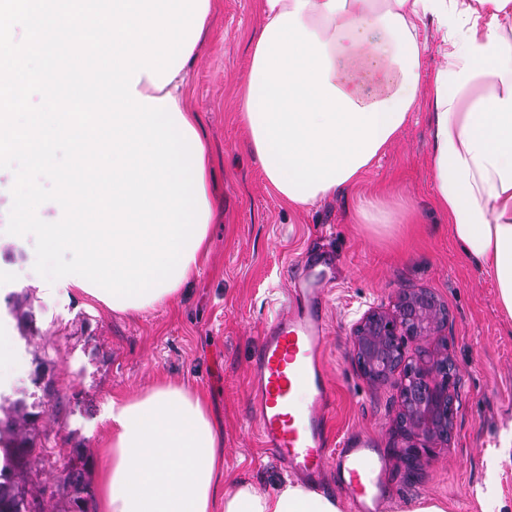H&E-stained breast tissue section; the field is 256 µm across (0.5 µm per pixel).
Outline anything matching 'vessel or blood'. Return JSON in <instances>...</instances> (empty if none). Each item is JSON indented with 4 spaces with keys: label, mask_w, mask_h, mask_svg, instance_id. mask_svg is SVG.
<instances>
[{
    "label": "vessel or blood",
    "mask_w": 512,
    "mask_h": 512,
    "mask_svg": "<svg viewBox=\"0 0 512 512\" xmlns=\"http://www.w3.org/2000/svg\"><path fill=\"white\" fill-rule=\"evenodd\" d=\"M336 259L319 254L306 259L291 282L287 300L262 329L250 360L248 385L261 447L289 472L318 483L331 469L355 512H379L377 449L355 436L333 444L329 423L335 388L323 362L328 335L327 290ZM309 392L301 409L295 391Z\"/></svg>",
    "instance_id": "vessel-or-blood-1"
}]
</instances>
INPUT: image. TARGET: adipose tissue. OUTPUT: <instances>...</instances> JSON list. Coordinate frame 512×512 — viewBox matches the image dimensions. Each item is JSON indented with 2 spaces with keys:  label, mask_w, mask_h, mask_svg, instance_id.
<instances>
[{
  "label": "adipose tissue",
  "mask_w": 512,
  "mask_h": 512,
  "mask_svg": "<svg viewBox=\"0 0 512 512\" xmlns=\"http://www.w3.org/2000/svg\"><path fill=\"white\" fill-rule=\"evenodd\" d=\"M261 27L236 83L237 114L268 184L310 207L358 185L425 103L435 207L453 239L496 283L512 318V0H257ZM434 24L444 59L423 83ZM164 88L192 127L186 69ZM99 459V512H342L338 499L284 480L274 493L224 478L204 395L181 383L112 399Z\"/></svg>",
  "instance_id": "obj_1"
}]
</instances>
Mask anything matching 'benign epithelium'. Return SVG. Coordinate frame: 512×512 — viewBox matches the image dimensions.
Masks as SVG:
<instances>
[{
  "instance_id": "obj_1",
  "label": "benign epithelium",
  "mask_w": 512,
  "mask_h": 512,
  "mask_svg": "<svg viewBox=\"0 0 512 512\" xmlns=\"http://www.w3.org/2000/svg\"><path fill=\"white\" fill-rule=\"evenodd\" d=\"M447 324L446 306L426 290H413L402 292L387 310L369 308L352 327L354 357L369 382L383 383L385 377L407 368L408 375L398 384L397 428L409 442L402 456L408 465L448 441L453 423L448 417V397L456 394L457 382L450 372L452 361L446 341L433 350H418L407 362L405 338L424 342L440 335ZM411 391L417 392L412 403L406 400Z\"/></svg>"
}]
</instances>
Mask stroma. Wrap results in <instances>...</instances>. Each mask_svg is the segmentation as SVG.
<instances>
[{"label":"stroma","instance_id":"1","mask_svg":"<svg viewBox=\"0 0 512 512\" xmlns=\"http://www.w3.org/2000/svg\"><path fill=\"white\" fill-rule=\"evenodd\" d=\"M220 2L190 69L189 102L211 150L212 189L222 209L209 228L207 262L173 305L123 314L79 295L45 300L34 270V236L7 234L0 223V336L18 343L23 372L0 389V405L20 401L42 410L32 433L45 451L31 462L23 487L41 496L45 512H74L64 469L69 459H82L85 482L96 486L108 439L103 406L170 380L205 395L227 471L261 491H276L287 472L257 441L249 361L301 256L323 250L337 260L324 350L336 388L331 430L338 440L364 436L385 455L383 508L407 512L424 498L447 502L449 512H479L481 501L512 512V464L502 457L512 432V320L498 305L493 279L463 254L447 216L434 207L426 111L414 113L358 187L309 208L288 207L251 158L234 109V86L261 24L256 0ZM378 194L408 203L414 223H360L361 198ZM414 288L429 290L448 309L444 336L459 399L446 449L410 467L397 456L408 445L395 430L398 390L393 382L364 378L350 330L368 308Z\"/></svg>","mask_w":512,"mask_h":512}]
</instances>
